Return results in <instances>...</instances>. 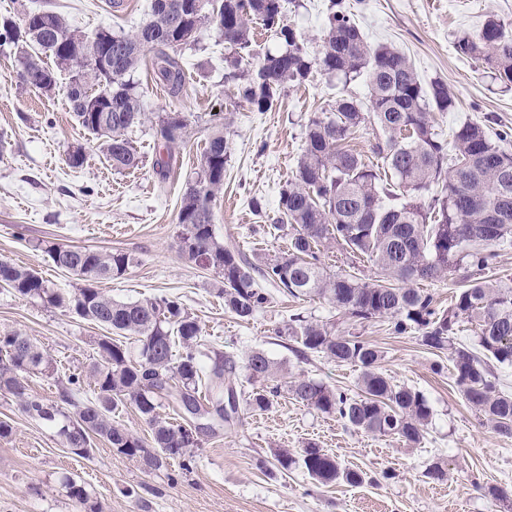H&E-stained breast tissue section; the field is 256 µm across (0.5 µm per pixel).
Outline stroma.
Returning <instances> with one entry per match:
<instances>
[{
  "mask_svg": "<svg viewBox=\"0 0 512 512\" xmlns=\"http://www.w3.org/2000/svg\"><path fill=\"white\" fill-rule=\"evenodd\" d=\"M50 4L79 30L101 27L135 30L151 0H124L113 11L110 0H0V16ZM329 0H288L287 23L300 32L309 53H317L327 23ZM512 22V0H363L356 22L371 45L404 53L422 83H447L455 104L431 120L443 139L467 121L489 130L512 127V88L494 82L484 65L459 54L457 35L476 32L487 17ZM185 74L179 97H170L156 79L152 55L134 75L145 111L179 112L191 137L173 148L170 172L160 177L163 151L152 123L130 128L126 139L140 158L138 169L117 171L69 110L67 76L53 92L23 83L13 49L0 48V260L37 270L48 286L73 296L76 276L54 266L49 246L120 250L136 258L121 276L102 282L113 299L135 301L174 296L202 327L200 349L241 359L264 350L285 373L305 374L355 392L358 372L322 357L302 359L282 330L300 314L312 321L335 319L320 300L296 299L260 280L271 302L250 321L225 310L209 271L187 263L179 252L177 213L187 184L199 170L200 155L214 126L227 125L231 157L224 189L212 203L216 235L249 262L280 256L283 233L268 217L279 193L296 174L304 145V124L327 108L342 89L367 102L366 79L343 86L336 77L313 72L288 88L272 110L254 112L239 104L234 84L224 77V44L212 29L200 34L198 49L182 51ZM83 148L82 166L71 167L70 151ZM261 199L257 216L252 199ZM361 336L384 353L381 371L393 384L421 391L432 421L420 444L357 431L339 418L281 393L271 410H239L232 424L198 435L195 462L183 470L169 460L158 470L117 453L95 440L89 458L65 448L54 426L29 418L16 399L0 391V419L12 433L0 438V512H85L69 496V482L83 486L100 512H512V438L492 433L462 398L447 352L422 346L417 335L397 336L386 323L358 325ZM18 332L47 350L52 367L27 378L30 389L59 400L69 375L85 372L98 357L105 330L65 309L47 307L0 286V334ZM317 443L344 467L363 471L362 484H314L300 468L276 471L274 453ZM447 472L442 482L424 476L432 463ZM499 487L496 499L488 490Z\"/></svg>",
  "mask_w": 512,
  "mask_h": 512,
  "instance_id": "1",
  "label": "stroma"
}]
</instances>
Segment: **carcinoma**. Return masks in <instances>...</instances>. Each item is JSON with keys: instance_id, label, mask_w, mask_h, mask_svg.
<instances>
[{"instance_id": "1", "label": "carcinoma", "mask_w": 512, "mask_h": 512, "mask_svg": "<svg viewBox=\"0 0 512 512\" xmlns=\"http://www.w3.org/2000/svg\"><path fill=\"white\" fill-rule=\"evenodd\" d=\"M283 9V0H152L141 26L116 33L105 28L83 32L43 7L25 11L17 20L1 17L0 46L13 47L20 61H33L30 87L37 90L56 85L58 74L68 73L70 111L118 171L139 165L124 131L151 120L133 80L145 53L156 52L158 80L176 96L184 81L181 51L205 28L215 29L224 40L227 78L234 82L237 100L252 111L272 109L288 86L305 82L315 70L338 77L345 87L366 76L368 109L343 93L330 109L308 119L296 175L281 190L277 214L271 218L274 228L288 236V250L266 262L261 274L292 297L325 300L349 321L382 319L395 335L417 334L428 349L448 350L455 383L482 424L498 435L512 436V392L500 388L495 372L498 366H512V287L471 280L493 263L498 247L512 243V152L501 146L512 134L502 130L492 135L484 125L468 122L451 140L441 138L429 113L454 105L444 81L425 86L402 52L368 44L342 0H330L315 55L304 48L302 35L284 23ZM254 19L275 32L285 44L283 51L261 56L253 52L249 22ZM90 42L98 51L112 52L110 68L85 62L83 50ZM54 45L50 66L41 56ZM456 48L512 86V29L499 17H488L474 34L458 36ZM156 125L174 127V133L162 135L168 150L187 136L188 124L179 115L166 112ZM368 126L379 166L346 145ZM229 159L226 127L216 126L200 158L197 180L180 203L179 250L185 260L212 274L224 307L247 321L267 307L270 296L253 276L255 266L224 246L213 229L211 203L224 186ZM331 243L376 266L383 277L368 283L352 274L328 273L321 249ZM47 253L57 268L81 281L73 298L48 287L35 270L3 260L0 283L48 307H67L119 339L102 337L99 360L85 376L68 378L61 391L62 401L73 407L67 414L28 389L27 374L51 366L44 350L19 333L0 335V390L17 398L37 421L55 425L64 417L58 434L81 457L90 456L93 439L100 438L147 470L160 469L171 458L182 459L189 469L198 439L188 420L175 424L160 416L161 400L203 406L220 401L226 391L234 394L233 388H224V374L236 370L234 359L217 353L203 373L202 328L181 303L167 297L118 301L98 288L137 262L131 254L65 246H51ZM445 275L459 276L466 285L452 305L441 309L418 282ZM465 318L476 328V339L469 344L455 341ZM284 333L300 355L320 354L359 371L353 395L294 376L287 391L297 402L335 415L357 430L421 442L432 409L420 391L395 385L382 373L377 345L346 327L298 315ZM125 339L133 340L137 356L130 355ZM176 344L181 347L178 354L173 353ZM242 363L252 385L241 392L242 401L252 412L270 410L280 394L276 379L282 367L262 350L247 352ZM85 385L93 398L79 400ZM128 406L145 418L152 445L112 417ZM275 461L281 472L302 467L322 486L364 481L361 472L342 467L314 443L298 451L281 448Z\"/></svg>"}]
</instances>
